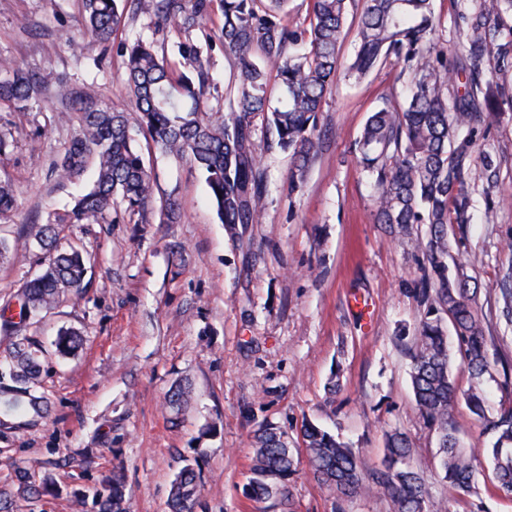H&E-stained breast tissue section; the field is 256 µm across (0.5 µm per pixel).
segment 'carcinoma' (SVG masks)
I'll return each instance as SVG.
<instances>
[{
  "label": "carcinoma",
  "mask_w": 512,
  "mask_h": 512,
  "mask_svg": "<svg viewBox=\"0 0 512 512\" xmlns=\"http://www.w3.org/2000/svg\"><path fill=\"white\" fill-rule=\"evenodd\" d=\"M120 2L82 0L81 24L93 40L105 44L117 36L124 19ZM131 2L155 27L175 28L177 54L191 68V75L183 74L151 41L137 39L125 46V83L137 106L138 133L164 155L193 160L205 176L224 230L236 237L240 226L260 222L267 198L256 135H262L267 151L288 155L293 189L322 153L318 114L340 70L348 0H312L309 28L303 31L286 23L290 0H221L219 40L233 69L223 106L208 111L204 104L210 76L203 52L212 39L204 26L209 0ZM508 13L512 0H463L458 20L465 54L450 64L435 37L433 0H363L358 46L348 66V74L361 79L393 58L415 79L406 103L388 100L368 118L357 148L374 183L376 222L413 238L422 255L424 272L416 293L425 310L407 348L413 405L435 438L441 480L469 495L477 492V457L463 446L453 424L452 410L461 398L492 437L487 459L494 488L512 493V405L488 413L484 381L491 374V339L476 291L469 288L471 277L448 247L449 229L468 223L470 181L495 171L491 156L475 154L473 138L502 112L505 92L493 73L512 68V26L503 21ZM272 78L283 89L278 102L273 101ZM48 90L76 124V134L52 163V174L60 183L70 182L82 176L91 160L94 181L67 207L50 212L45 223L24 226L29 244L38 250L41 270L0 306V334L8 337V359L0 363V433L19 432L51 412L41 391V349L28 331L42 312L85 295L90 256L61 246L66 226L103 224L118 212L144 220L157 199L160 223L180 219L175 199L157 198V182L127 113L106 104L99 86L59 80L51 89L32 72L4 66L0 104L28 110L40 105ZM463 129L468 137L461 139ZM16 206L14 185L0 180V216ZM421 224L427 229L419 230ZM497 304L501 316L512 322V272L500 282ZM450 326L467 372L465 390L453 371ZM83 343L80 332L66 328L59 330L54 345L66 357ZM191 393L189 381L167 393L174 416ZM302 439L313 477L336 500L377 492L394 512H441L440 501L413 464V443L404 432L386 433L383 469L368 479L359 467V449L310 422L302 426ZM297 465L287 432L261 423L254 435L246 497L274 500L283 512H294L288 484ZM199 482L200 472L184 465L171 483L169 512H193ZM52 486L50 477L19 468L12 486L0 490V512H14L16 499L36 498ZM92 504L94 512H127L123 468L102 481Z\"/></svg>",
  "instance_id": "obj_1"
}]
</instances>
